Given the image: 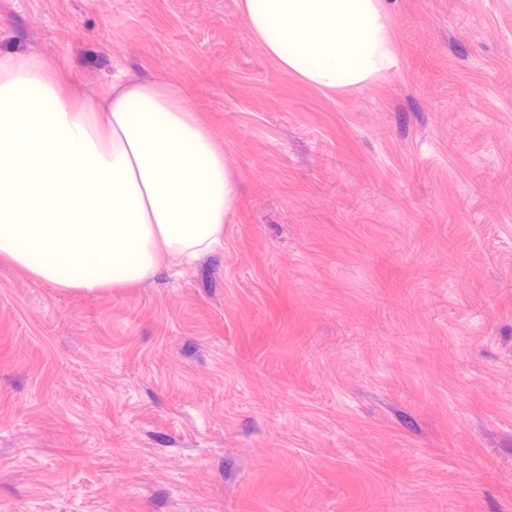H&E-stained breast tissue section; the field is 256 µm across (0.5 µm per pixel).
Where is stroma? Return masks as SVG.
Listing matches in <instances>:
<instances>
[{
    "instance_id": "stroma-1",
    "label": "stroma",
    "mask_w": 512,
    "mask_h": 512,
    "mask_svg": "<svg viewBox=\"0 0 512 512\" xmlns=\"http://www.w3.org/2000/svg\"><path fill=\"white\" fill-rule=\"evenodd\" d=\"M326 91L240 0H0V54L178 83L221 248L126 288L0 259V512H512V0H383Z\"/></svg>"
}]
</instances>
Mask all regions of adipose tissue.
<instances>
[{"instance_id": "ef3b65f1", "label": "adipose tissue", "mask_w": 512, "mask_h": 512, "mask_svg": "<svg viewBox=\"0 0 512 512\" xmlns=\"http://www.w3.org/2000/svg\"><path fill=\"white\" fill-rule=\"evenodd\" d=\"M285 72L326 89L398 64L381 0H243ZM236 200L224 148L170 81L71 94L30 54L0 55V257L60 288H122L220 245Z\"/></svg>"}]
</instances>
